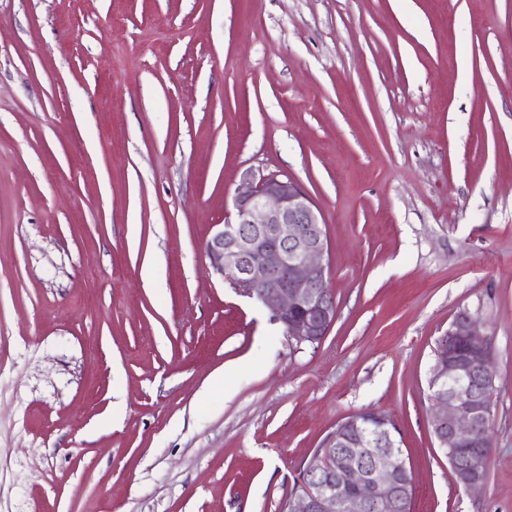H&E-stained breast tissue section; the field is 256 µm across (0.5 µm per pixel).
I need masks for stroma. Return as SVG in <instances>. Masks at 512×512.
<instances>
[{
    "mask_svg": "<svg viewBox=\"0 0 512 512\" xmlns=\"http://www.w3.org/2000/svg\"><path fill=\"white\" fill-rule=\"evenodd\" d=\"M248 169L322 214L320 343L210 265ZM462 312L478 493L429 424ZM360 411L412 512H512V0H0V512H279ZM437 351L432 384L429 379L432 393L433 386L439 389L432 397L431 429L449 465L458 473L457 481L452 472L455 482L476 493L485 485L491 460L492 407L488 398L495 390L496 374L490 338L476 320L462 314L451 323L448 335L438 339ZM447 385L452 387L448 392Z\"/></svg>",
    "mask_w": 512,
    "mask_h": 512,
    "instance_id": "obj_1",
    "label": "stroma"
}]
</instances>
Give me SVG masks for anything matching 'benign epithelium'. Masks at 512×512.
<instances>
[{
	"label": "benign epithelium",
	"instance_id": "7a95c632",
	"mask_svg": "<svg viewBox=\"0 0 512 512\" xmlns=\"http://www.w3.org/2000/svg\"><path fill=\"white\" fill-rule=\"evenodd\" d=\"M327 240L322 215L291 178L249 169L233 201V213L206 242L214 271L266 306L286 335L302 344L322 341L336 319L328 286ZM430 425L438 447L458 473L459 484L476 493L491 460L488 398L496 387L491 342L476 320L458 316L448 328L432 368ZM372 418L388 448L365 437L354 449L332 434L283 500L281 512H389L415 484L396 431L379 413Z\"/></svg>",
	"mask_w": 512,
	"mask_h": 512
}]
</instances>
